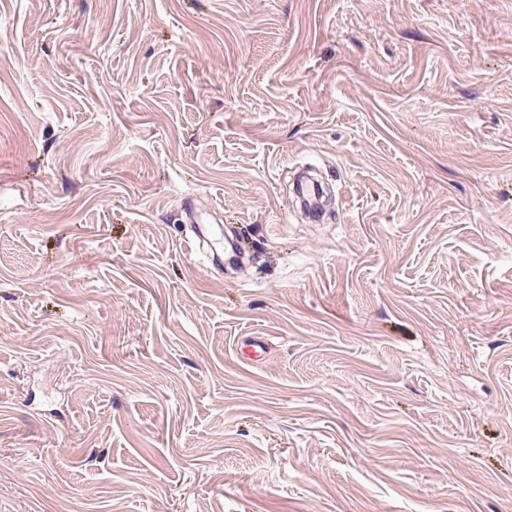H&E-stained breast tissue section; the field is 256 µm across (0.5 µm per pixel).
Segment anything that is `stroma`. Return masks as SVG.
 <instances>
[{
    "instance_id": "35a3bbf8",
    "label": "stroma",
    "mask_w": 512,
    "mask_h": 512,
    "mask_svg": "<svg viewBox=\"0 0 512 512\" xmlns=\"http://www.w3.org/2000/svg\"><path fill=\"white\" fill-rule=\"evenodd\" d=\"M0 512H512V0H0Z\"/></svg>"
}]
</instances>
